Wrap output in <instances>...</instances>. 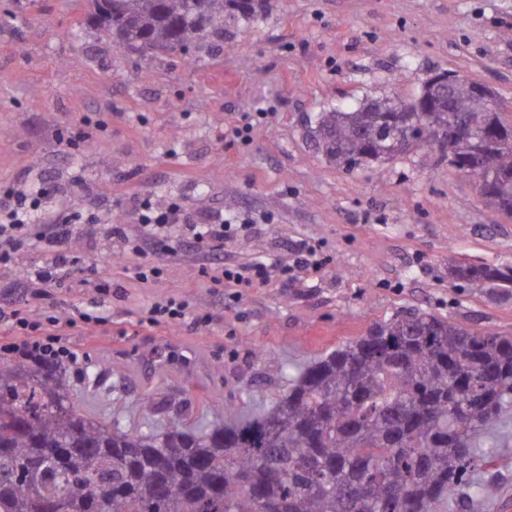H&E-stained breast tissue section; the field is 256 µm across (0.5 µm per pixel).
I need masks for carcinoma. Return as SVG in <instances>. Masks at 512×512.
Returning <instances> with one entry per match:
<instances>
[{
  "instance_id": "1",
  "label": "carcinoma",
  "mask_w": 512,
  "mask_h": 512,
  "mask_svg": "<svg viewBox=\"0 0 512 512\" xmlns=\"http://www.w3.org/2000/svg\"><path fill=\"white\" fill-rule=\"evenodd\" d=\"M115 47L188 54L270 0H89ZM323 112L314 140L347 170L416 143L453 155L512 214V149L477 163L491 102L457 92L414 112ZM467 123L448 122V109ZM457 281L512 288V267L459 265ZM512 399V336L473 333L423 309L398 313L321 356L257 413L230 406L199 430L130 432L72 400L59 359L0 351V512H441L489 494L472 473L495 458L477 440ZM63 452L68 473L52 457Z\"/></svg>"
}]
</instances>
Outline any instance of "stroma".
Listing matches in <instances>:
<instances>
[{"label":"stroma","instance_id":"stroma-1","mask_svg":"<svg viewBox=\"0 0 512 512\" xmlns=\"http://www.w3.org/2000/svg\"><path fill=\"white\" fill-rule=\"evenodd\" d=\"M155 56L113 48L89 23L86 0H0V183L53 193L52 212L75 206L104 216L82 229L70 271L22 287L48 255L32 241L0 267V347L21 344L5 315L24 307L53 316L75 402L126 430L204 425L221 404L253 409L324 353L393 315L421 308L481 332L512 336V288L452 286L450 267L512 266V216L436 150L413 145L352 172L318 152L320 113L380 98L413 99L428 78L452 73L489 85L512 114V0H272L257 24L223 41ZM89 138L67 153L58 134ZM249 128L248 139L234 137ZM183 201L197 223L223 216L245 231L225 256L283 263L286 242L307 240L325 261L289 280L241 289L225 301L202 256L169 255L161 276L137 279L139 257L117 248L111 224L150 235L135 204ZM108 281L98 291L97 280ZM177 296L211 315L196 326L140 323L152 302ZM100 323L80 322V313ZM197 348L193 369L180 365ZM161 355L170 366L154 371ZM278 360L284 373L269 369ZM501 457L474 478L490 493L469 512L512 502V410L496 427Z\"/></svg>","mask_w":512,"mask_h":512}]
</instances>
